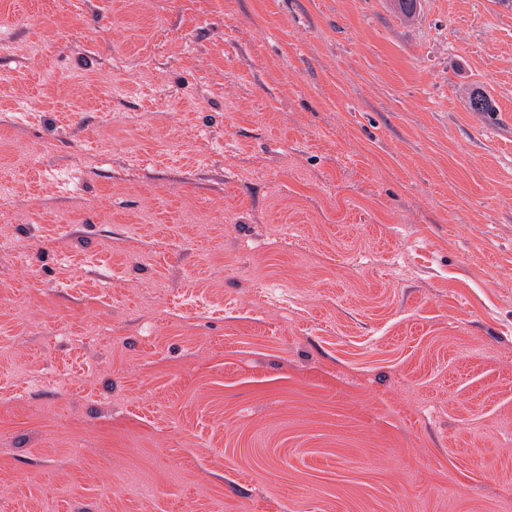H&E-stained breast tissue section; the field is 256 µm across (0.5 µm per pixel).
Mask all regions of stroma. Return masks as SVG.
Masks as SVG:
<instances>
[{
    "instance_id": "obj_1",
    "label": "stroma",
    "mask_w": 512,
    "mask_h": 512,
    "mask_svg": "<svg viewBox=\"0 0 512 512\" xmlns=\"http://www.w3.org/2000/svg\"><path fill=\"white\" fill-rule=\"evenodd\" d=\"M3 180L0 512H512V0H0Z\"/></svg>"
}]
</instances>
